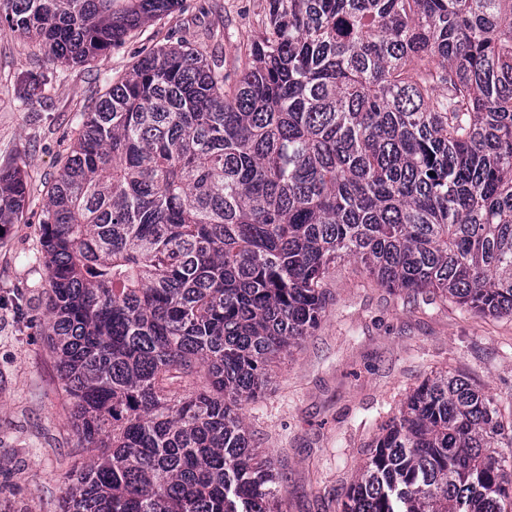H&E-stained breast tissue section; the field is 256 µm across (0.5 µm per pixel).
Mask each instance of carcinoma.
I'll return each mask as SVG.
<instances>
[{"mask_svg": "<svg viewBox=\"0 0 512 512\" xmlns=\"http://www.w3.org/2000/svg\"><path fill=\"white\" fill-rule=\"evenodd\" d=\"M178 5L0 0V24L85 63ZM27 195L0 168V227ZM39 224L91 453L61 512H280L241 410L317 327L330 265L512 318V0H268L234 80L153 49L83 113ZM504 438L497 402L441 372L342 512H512Z\"/></svg>", "mask_w": 512, "mask_h": 512, "instance_id": "carcinoma-1", "label": "carcinoma"}]
</instances>
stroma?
<instances>
[{
    "instance_id": "obj_1",
    "label": "stroma",
    "mask_w": 512,
    "mask_h": 512,
    "mask_svg": "<svg viewBox=\"0 0 512 512\" xmlns=\"http://www.w3.org/2000/svg\"><path fill=\"white\" fill-rule=\"evenodd\" d=\"M266 9L267 0H181L88 65L51 59L0 26V168L21 166L30 185L20 223L0 227V512H60L64 476L88 463L43 333L49 283L34 257L39 214L83 112L145 53L196 41L207 28L216 32L207 54L235 74ZM32 72L46 88L26 103ZM325 286L320 325L281 355L267 389L243 410L253 445L281 475V512H341L380 425L437 373L464 377L512 413V320L409 299L353 263L332 268Z\"/></svg>"
}]
</instances>
